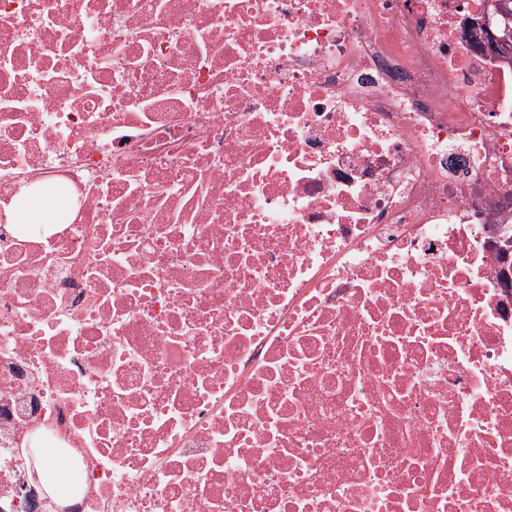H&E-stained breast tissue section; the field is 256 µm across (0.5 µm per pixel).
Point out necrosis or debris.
Listing matches in <instances>:
<instances>
[{"label": "necrosis or debris", "mask_w": 512, "mask_h": 512, "mask_svg": "<svg viewBox=\"0 0 512 512\" xmlns=\"http://www.w3.org/2000/svg\"><path fill=\"white\" fill-rule=\"evenodd\" d=\"M485 3L0 0V512H512ZM59 198L60 196L58 194L56 197L48 195L36 214H31L26 211L20 212L18 214V218L21 221V224H19L20 229L30 234H35L40 229H47L48 224H46V222L50 220L55 204L58 203ZM34 219H38L43 223H29ZM35 451L39 457L37 474L40 485L46 496L57 503L62 486L68 481L67 473L58 462L50 458L51 448H35Z\"/></svg>", "instance_id": "4bbe7bcc"}]
</instances>
